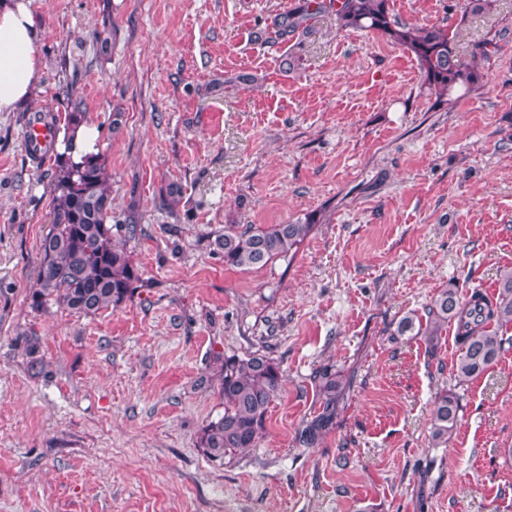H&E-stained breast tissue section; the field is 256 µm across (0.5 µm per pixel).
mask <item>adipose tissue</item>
<instances>
[{
    "label": "adipose tissue",
    "instance_id": "obj_1",
    "mask_svg": "<svg viewBox=\"0 0 512 512\" xmlns=\"http://www.w3.org/2000/svg\"><path fill=\"white\" fill-rule=\"evenodd\" d=\"M39 19L32 0H0V112L27 106L41 88L43 65L37 51ZM99 130L92 120L58 133V152L74 161L98 154Z\"/></svg>",
    "mask_w": 512,
    "mask_h": 512
}]
</instances>
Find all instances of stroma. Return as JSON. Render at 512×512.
Instances as JSON below:
<instances>
[{
	"instance_id": "35a3bbf8",
	"label": "stroma",
	"mask_w": 512,
	"mask_h": 512,
	"mask_svg": "<svg viewBox=\"0 0 512 512\" xmlns=\"http://www.w3.org/2000/svg\"><path fill=\"white\" fill-rule=\"evenodd\" d=\"M298 3L33 0L42 89L0 112V512H512V346L459 387L456 324L431 342L398 330L442 288L491 296L512 268V0L480 15L391 0L401 21L462 26L463 58L494 40L456 100L404 47L330 14L255 39ZM76 105L98 126L113 216L139 217L138 288L92 317L27 300L53 165L23 132ZM311 215L296 254L259 269L213 245L228 224ZM257 350L282 388L255 448L211 460L198 437L224 412L213 359ZM325 367L350 385L308 448ZM452 388L459 423L436 446L431 409Z\"/></svg>"
}]
</instances>
